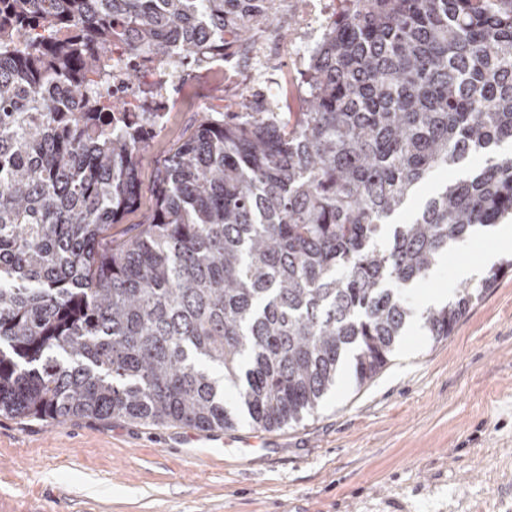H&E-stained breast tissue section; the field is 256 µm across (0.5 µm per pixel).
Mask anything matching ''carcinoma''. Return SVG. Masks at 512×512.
Returning <instances> with one entry per match:
<instances>
[{
    "label": "carcinoma",
    "mask_w": 512,
    "mask_h": 512,
    "mask_svg": "<svg viewBox=\"0 0 512 512\" xmlns=\"http://www.w3.org/2000/svg\"><path fill=\"white\" fill-rule=\"evenodd\" d=\"M295 115L204 116L140 192L161 88L110 92L111 50L179 77L248 36L266 0H0V414L234 427L218 381L273 431L340 370L389 363L405 290L452 244L512 217V0H344ZM408 224L436 168L479 153ZM512 271L426 309L437 339ZM465 169H444L435 172L430 179L422 184L416 194L413 196V200L409 206L402 212L394 215L392 218L393 224H387L384 234L381 237L379 243L385 242L392 234L393 228L396 224H405L410 222L412 217L419 211L424 203L431 198L435 193L451 179L462 176L465 174Z\"/></svg>",
    "instance_id": "1"
}]
</instances>
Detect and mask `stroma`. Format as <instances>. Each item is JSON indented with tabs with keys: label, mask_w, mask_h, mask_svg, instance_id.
I'll return each instance as SVG.
<instances>
[{
	"label": "stroma",
	"mask_w": 512,
	"mask_h": 512,
	"mask_svg": "<svg viewBox=\"0 0 512 512\" xmlns=\"http://www.w3.org/2000/svg\"><path fill=\"white\" fill-rule=\"evenodd\" d=\"M274 0L228 64L188 66L138 161L141 193L113 240L147 223L156 172L206 114L300 111L320 34ZM498 229L444 253L409 303L477 285L503 257ZM0 512H512V273L485 289L452 335L411 319L365 387L342 373L315 417L256 432L0 414Z\"/></svg>",
	"instance_id": "stroma-1"
}]
</instances>
